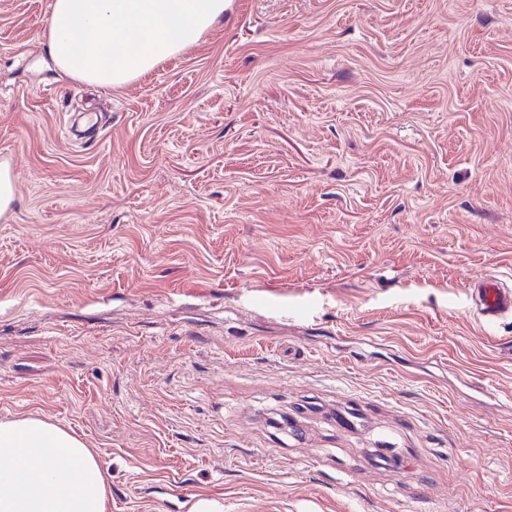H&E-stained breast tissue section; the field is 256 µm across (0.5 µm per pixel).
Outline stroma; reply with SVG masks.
Instances as JSON below:
<instances>
[{
  "mask_svg": "<svg viewBox=\"0 0 512 512\" xmlns=\"http://www.w3.org/2000/svg\"><path fill=\"white\" fill-rule=\"evenodd\" d=\"M51 2L0 0V420L109 512H512V0H231L120 89ZM14 200L12 170L8 163L0 162V216L7 213ZM472 288L478 296L485 320L495 321L504 312L512 314V290L504 288L499 278L487 275L479 278Z\"/></svg>",
  "mask_w": 512,
  "mask_h": 512,
  "instance_id": "stroma-1",
  "label": "stroma"
}]
</instances>
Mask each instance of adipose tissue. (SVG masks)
<instances>
[{
	"label": "adipose tissue",
	"mask_w": 512,
	"mask_h": 512,
	"mask_svg": "<svg viewBox=\"0 0 512 512\" xmlns=\"http://www.w3.org/2000/svg\"><path fill=\"white\" fill-rule=\"evenodd\" d=\"M230 0H53L50 54L64 76L119 88L197 44ZM96 453L50 420L0 421V512H107Z\"/></svg>",
	"instance_id": "1"
}]
</instances>
